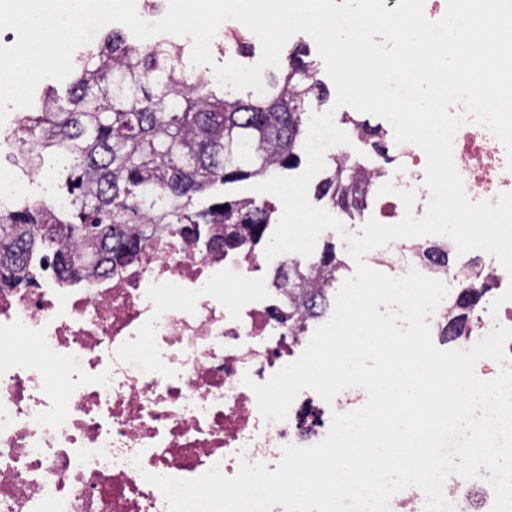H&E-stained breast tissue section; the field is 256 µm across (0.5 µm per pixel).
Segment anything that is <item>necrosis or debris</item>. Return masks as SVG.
<instances>
[{"mask_svg":"<svg viewBox=\"0 0 512 512\" xmlns=\"http://www.w3.org/2000/svg\"><path fill=\"white\" fill-rule=\"evenodd\" d=\"M462 123L453 160L468 198L497 202L512 193L503 143L475 122L463 103L449 106ZM374 219L423 217L430 201L427 159L396 143L385 126ZM415 194L405 208L400 191ZM299 256L227 252L210 235L185 239L153 233L136 260L107 276L60 282L39 275L28 288H0V512H169L145 474L194 479L211 467L235 476L241 463L276 470L287 445L322 441L332 417L358 410L351 389L325 401L302 391L282 421L265 420L242 382H266L294 362L333 302L294 306L288 280ZM369 261L391 277L409 270L442 282L495 277L499 260L458 253L446 236L400 239L371 250ZM235 276L248 289L226 298ZM467 350L494 327L512 328V283L497 281ZM26 352H19L17 342Z\"/></svg>","mask_w":512,"mask_h":512,"instance_id":"obj_1","label":"necrosis or debris"}]
</instances>
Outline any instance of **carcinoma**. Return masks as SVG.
Here are the masks:
<instances>
[{
    "instance_id": "cac0c4a2",
    "label": "carcinoma",
    "mask_w": 512,
    "mask_h": 512,
    "mask_svg": "<svg viewBox=\"0 0 512 512\" xmlns=\"http://www.w3.org/2000/svg\"><path fill=\"white\" fill-rule=\"evenodd\" d=\"M183 55L181 45H134L114 31L73 64L69 107L59 106L50 88L21 113L17 124L35 138L27 165L41 166L47 153L67 160L60 191L70 206L25 201L0 210V286L30 284L36 255L41 270H54L62 281L91 267L110 273L147 245L144 224H166L184 238L220 224L217 240L226 250L263 239L276 211L272 203L213 196L198 208L194 196L300 163L307 105L323 99L313 63L291 51L281 74L268 75L264 92L243 99L216 90L206 73L186 70ZM342 121L380 147L375 127L348 114ZM333 164L317 194L353 220L367 204L366 174L345 155ZM48 225L62 231L49 233ZM317 266L309 279L295 270L293 287L336 281L341 263L334 247L322 248ZM487 293L463 287L443 335H466Z\"/></svg>"
}]
</instances>
